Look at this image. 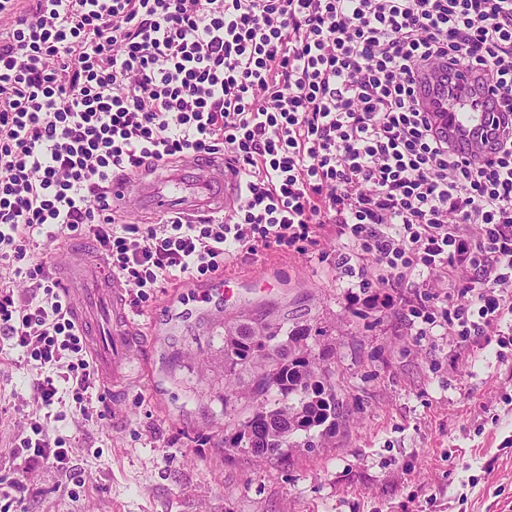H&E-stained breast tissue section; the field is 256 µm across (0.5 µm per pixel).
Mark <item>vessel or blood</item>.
Instances as JSON below:
<instances>
[{"label": "vessel or blood", "mask_w": 512, "mask_h": 512, "mask_svg": "<svg viewBox=\"0 0 512 512\" xmlns=\"http://www.w3.org/2000/svg\"><path fill=\"white\" fill-rule=\"evenodd\" d=\"M444 63L431 66L417 86L425 109L433 112L444 138L467 153H476L489 132L493 113L480 108L483 98L480 73L459 67L454 84L443 81ZM108 192L112 212L128 207L151 215L181 213L187 220L215 212H231L238 195V180L223 161L181 163L161 178L115 175ZM103 256L64 250L58 262L71 284L70 304L76 318L94 325L90 338L93 360L104 380L124 388L132 375L141 374L138 328L125 307L126 286L119 278H106Z\"/></svg>", "instance_id": "vessel-or-blood-1"}]
</instances>
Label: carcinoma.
<instances>
[{
	"label": "carcinoma",
	"instance_id": "1",
	"mask_svg": "<svg viewBox=\"0 0 512 512\" xmlns=\"http://www.w3.org/2000/svg\"><path fill=\"white\" fill-rule=\"evenodd\" d=\"M310 328L256 323L241 315L240 323L224 329V361L235 370L257 373L252 387L240 394L252 400L248 415L224 423V447L247 448L257 458L271 452L282 457L287 448H321L346 415L336 394L332 367L313 354ZM278 399L269 403L267 394ZM321 430L319 441L292 440L297 431Z\"/></svg>",
	"mask_w": 512,
	"mask_h": 512
}]
</instances>
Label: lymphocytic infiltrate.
Here are the masks:
<instances>
[{
  "label": "lymphocytic infiltrate",
  "mask_w": 512,
  "mask_h": 512,
  "mask_svg": "<svg viewBox=\"0 0 512 512\" xmlns=\"http://www.w3.org/2000/svg\"><path fill=\"white\" fill-rule=\"evenodd\" d=\"M0 0V334L62 385L85 422L93 370L66 292L32 259L44 227L91 237L140 309L178 278L227 257L300 254L326 227L362 291H415L428 335L446 324L490 338L512 314V135L473 162L435 135L413 76L448 60L490 81L485 104L512 113V0ZM194 156L240 178L231 215L170 213L122 224L106 185ZM18 439L25 462L72 468L43 423Z\"/></svg>",
  "instance_id": "1"
}]
</instances>
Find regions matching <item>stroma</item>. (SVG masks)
Instances as JSON below:
<instances>
[{"label":"stroma","instance_id":"35a3bbf8","mask_svg":"<svg viewBox=\"0 0 512 512\" xmlns=\"http://www.w3.org/2000/svg\"><path fill=\"white\" fill-rule=\"evenodd\" d=\"M322 238L305 254L267 251L224 263L213 278L173 282L135 312L140 378L105 393L91 377L84 422L53 405L46 428L67 439L82 487L68 494L55 469L25 470L14 455L39 409V368L0 335V478L25 473L26 512H512V356L448 326L418 336L405 312L366 306ZM309 325L350 409L324 447L257 459L224 445V420L244 415L251 370L224 369V327L241 310Z\"/></svg>","mask_w":512,"mask_h":512}]
</instances>
